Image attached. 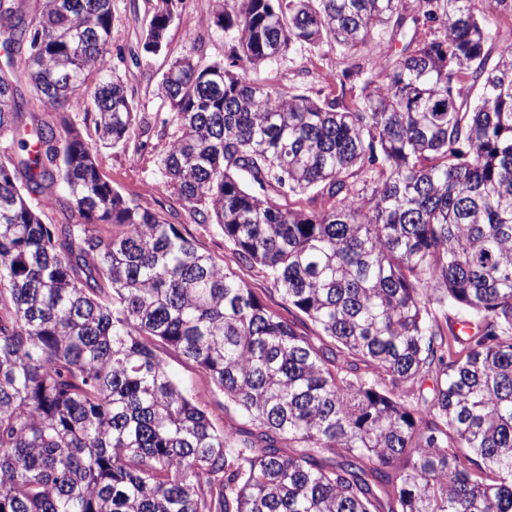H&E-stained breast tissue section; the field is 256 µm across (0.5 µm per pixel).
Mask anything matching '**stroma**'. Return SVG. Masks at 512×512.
I'll list each match as a JSON object with an SVG mask.
<instances>
[{
  "instance_id": "1",
  "label": "stroma",
  "mask_w": 512,
  "mask_h": 512,
  "mask_svg": "<svg viewBox=\"0 0 512 512\" xmlns=\"http://www.w3.org/2000/svg\"><path fill=\"white\" fill-rule=\"evenodd\" d=\"M155 0H112L115 21L112 27L113 45L123 48L125 61L119 71L129 91L139 102L147 117L146 124L137 128L127 147L103 148L97 153L101 175L125 197L161 213L164 218L193 240L200 251L236 272L249 288L283 319L294 323L296 329L312 336L316 328L301 313L281 306L270 283L258 269L243 265L227 247L224 236L213 224H197L188 216L183 204L167 184L159 170V158L166 146L158 136L160 120L167 107L157 95V85L173 58L199 48L204 60L228 61L232 42L227 33L210 19L211 0H195L192 8L182 13L167 31V52L148 60H139V43L154 13ZM346 60L336 50L310 52L296 49L278 62L252 70L254 82L285 93H300L321 101L339 98L351 102L355 90L345 81ZM169 368L191 388L199 404L210 412L216 426L227 423L222 409L224 396L211 385L207 376L179 354L167 352Z\"/></svg>"
}]
</instances>
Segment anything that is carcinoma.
I'll return each instance as SVG.
<instances>
[{
    "mask_svg": "<svg viewBox=\"0 0 512 512\" xmlns=\"http://www.w3.org/2000/svg\"><path fill=\"white\" fill-rule=\"evenodd\" d=\"M190 5L156 0L145 56ZM211 8L233 61L162 75L161 173L319 343L101 176L68 113L144 122L112 0H0V512H512V0ZM370 42L348 105L250 77ZM169 368L191 388L199 404L210 412L214 424L223 428L230 418L220 409L224 406V395L211 385L207 376L192 364L187 363L174 351L163 354Z\"/></svg>",
    "mask_w": 512,
    "mask_h": 512,
    "instance_id": "1",
    "label": "carcinoma"
}]
</instances>
